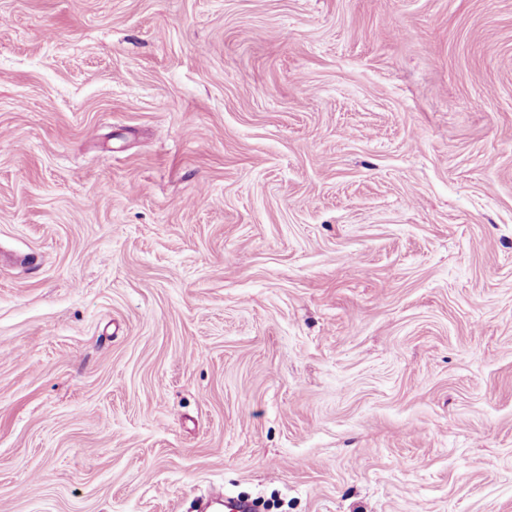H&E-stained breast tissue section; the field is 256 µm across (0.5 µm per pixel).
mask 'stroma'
<instances>
[{
  "label": "stroma",
  "mask_w": 512,
  "mask_h": 512,
  "mask_svg": "<svg viewBox=\"0 0 512 512\" xmlns=\"http://www.w3.org/2000/svg\"><path fill=\"white\" fill-rule=\"evenodd\" d=\"M512 512V0H0V512Z\"/></svg>",
  "instance_id": "stroma-1"
}]
</instances>
